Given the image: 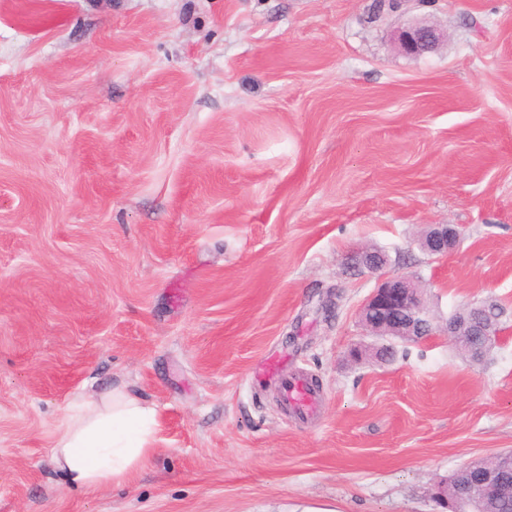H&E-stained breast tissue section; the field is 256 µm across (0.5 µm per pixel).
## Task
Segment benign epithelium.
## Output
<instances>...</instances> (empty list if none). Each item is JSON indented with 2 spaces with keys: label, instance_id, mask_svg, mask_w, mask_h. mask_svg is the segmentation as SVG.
I'll return each mask as SVG.
<instances>
[{
  "label": "benign epithelium",
  "instance_id": "7a95c632",
  "mask_svg": "<svg viewBox=\"0 0 512 512\" xmlns=\"http://www.w3.org/2000/svg\"><path fill=\"white\" fill-rule=\"evenodd\" d=\"M444 35L435 27L416 24L399 34V44L408 55H422L431 52L442 42ZM458 239V231L449 224L435 225L425 236L422 247L435 256H446ZM362 265L372 273L382 271L387 258L380 252L365 254ZM475 312L464 308L448 318L441 330L449 341L459 344L466 337L477 332L483 336L480 346L472 348L482 355L489 350L498 335V328L490 323L467 328V323ZM361 318L365 329L374 336L412 341L422 336L435 335L432 319L424 305L422 294L409 279L397 274H387L381 284L368 297L361 308ZM480 471L479 497L498 500L512 493V485L502 479V473L512 470V450L484 459L477 466L469 464L463 470Z\"/></svg>",
  "mask_w": 512,
  "mask_h": 512
}]
</instances>
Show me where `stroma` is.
<instances>
[{
  "mask_svg": "<svg viewBox=\"0 0 512 512\" xmlns=\"http://www.w3.org/2000/svg\"><path fill=\"white\" fill-rule=\"evenodd\" d=\"M374 4L0 0V512H448L440 481L512 449V0ZM418 23L435 52L400 49ZM367 250L435 325L502 305L497 346L354 359ZM117 386L154 451L71 488L66 411ZM443 38L444 35L435 27L416 24L399 34V44L408 55H422L435 50ZM458 231L449 224H436L425 236L422 247L435 256H446L458 239ZM264 373L277 380L287 410L299 417H306L318 407L321 395L305 375L289 377L278 374L276 364L273 362L264 366Z\"/></svg>",
  "mask_w": 512,
  "mask_h": 512,
  "instance_id": "obj_1",
  "label": "stroma"
}]
</instances>
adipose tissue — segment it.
Instances as JSON below:
<instances>
[{"mask_svg": "<svg viewBox=\"0 0 512 512\" xmlns=\"http://www.w3.org/2000/svg\"><path fill=\"white\" fill-rule=\"evenodd\" d=\"M158 425L152 405L125 389L72 403L52 449L66 483L95 489L123 484L149 459Z\"/></svg>", "mask_w": 512, "mask_h": 512, "instance_id": "adipose-tissue-1", "label": "adipose tissue"}]
</instances>
